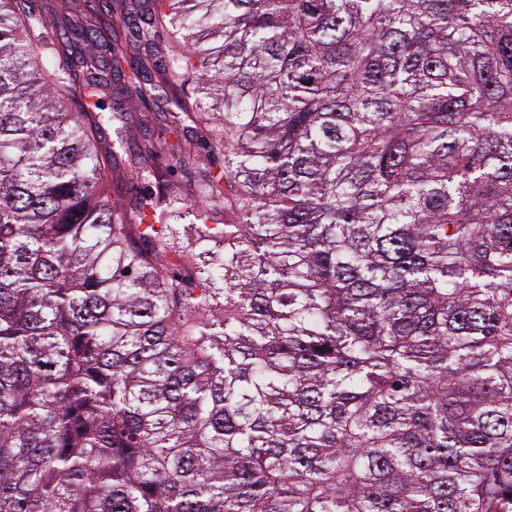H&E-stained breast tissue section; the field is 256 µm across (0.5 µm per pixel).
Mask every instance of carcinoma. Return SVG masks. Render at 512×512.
<instances>
[{"mask_svg": "<svg viewBox=\"0 0 512 512\" xmlns=\"http://www.w3.org/2000/svg\"><path fill=\"white\" fill-rule=\"evenodd\" d=\"M32 2L0 0V512H512V0L74 2L54 38ZM114 13L147 22L106 116ZM163 96L223 162L184 192L134 157L130 213L106 125Z\"/></svg>", "mask_w": 512, "mask_h": 512, "instance_id": "1", "label": "carcinoma"}]
</instances>
